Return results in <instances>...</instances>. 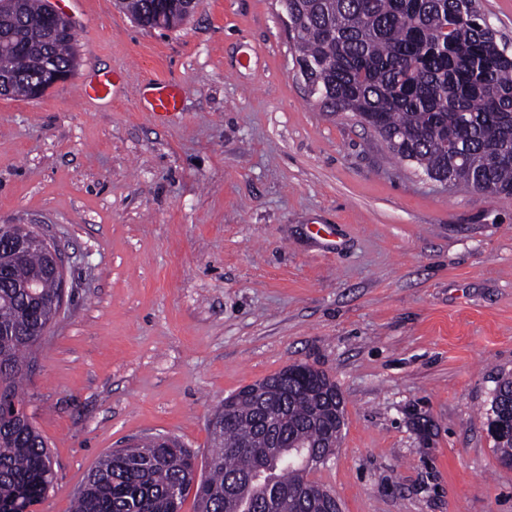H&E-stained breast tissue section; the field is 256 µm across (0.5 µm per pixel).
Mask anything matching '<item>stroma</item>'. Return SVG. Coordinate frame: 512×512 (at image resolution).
Segmentation results:
<instances>
[{
	"instance_id": "35a3bbf8",
	"label": "stroma",
	"mask_w": 512,
	"mask_h": 512,
	"mask_svg": "<svg viewBox=\"0 0 512 512\" xmlns=\"http://www.w3.org/2000/svg\"><path fill=\"white\" fill-rule=\"evenodd\" d=\"M77 67L0 96V224L68 257L65 303L33 354L28 414L71 512L97 461L177 438L198 457L224 399L294 364L345 402L311 480L342 512H512L487 431L512 376V197L445 188L352 113L325 112L279 0H200L173 30L119 0H45ZM121 81L85 99L93 72ZM177 112H149L155 80Z\"/></svg>"
}]
</instances>
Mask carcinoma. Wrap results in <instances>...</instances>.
<instances>
[{
  "instance_id": "cac0c4a2",
  "label": "carcinoma",
  "mask_w": 512,
  "mask_h": 512,
  "mask_svg": "<svg viewBox=\"0 0 512 512\" xmlns=\"http://www.w3.org/2000/svg\"><path fill=\"white\" fill-rule=\"evenodd\" d=\"M471 0H288L292 50L310 96L328 112H351L394 157L427 177L475 191L512 196V53ZM143 27L182 25L177 0H122ZM42 0H15L0 14V87L31 96L38 62L51 50L76 68L74 32L38 24ZM42 251L0 264V385L20 398L36 333L57 315L58 284ZM38 279L37 288L26 285ZM322 372L305 371L255 400L241 390L224 400L204 461L177 440H144L102 458L75 496L73 512H181L194 493L196 512H321L304 459L335 452L342 433ZM490 418L512 420V377L495 391ZM495 449L512 466V434ZM46 442L29 419H0V512L30 508L53 485Z\"/></svg>"
}]
</instances>
